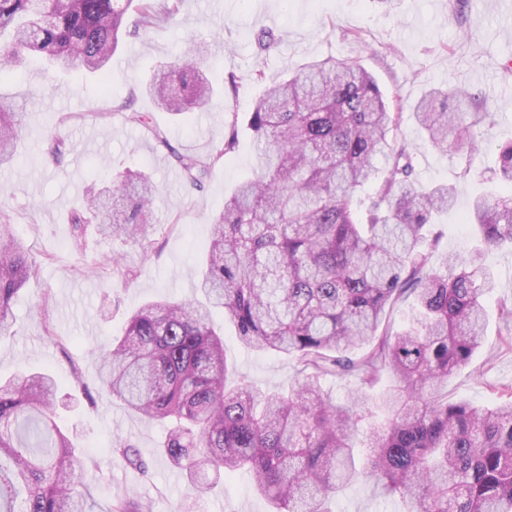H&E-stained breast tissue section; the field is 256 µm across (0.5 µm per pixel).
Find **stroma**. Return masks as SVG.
I'll use <instances>...</instances> for the list:
<instances>
[{
	"mask_svg": "<svg viewBox=\"0 0 512 512\" xmlns=\"http://www.w3.org/2000/svg\"><path fill=\"white\" fill-rule=\"evenodd\" d=\"M461 7L462 23L452 19ZM272 30L277 43L259 54L255 37ZM210 47L207 68L215 88L227 72L242 78L238 106L247 108L257 91L254 69L286 74L313 58L357 61L403 112L402 130L417 148L416 170L426 186L445 184L454 201L436 222L443 252L465 254L478 243L472 224L476 197L494 191L491 170L499 148L512 141V5L505 0H183L175 23L140 30L112 56L109 82L90 73L48 71L31 59L7 70L0 95L23 106L20 161L0 167V224L17 236L42 264L13 301L12 336L0 341V377L26 369L50 373L58 385L57 420L82 460L81 482L107 512L114 495L126 492L149 503L151 512H180L188 483L158 453L161 423L128 412L101 387L93 349L122 336L130 315L145 303L200 298L198 283L212 220L259 161L249 137L237 154L217 163L202 190L187 189L171 158L156 150L144 128L113 111L130 100V110L151 114L182 151L205 153L224 138V99L206 110L175 118L157 111L139 92L158 65L176 63L189 42ZM453 82L479 93L489 114L483 144L462 174L456 157L440 154L424 138L411 111L430 88ZM58 131L67 144L60 164L48 161L45 140ZM150 175L157 187L154 237L159 250L142 254L132 242L97 235L94 225L76 234L70 214L88 191L108 190L129 174ZM115 256L136 275L127 279L106 265ZM494 290L484 298L486 334L469 365L448 381V397L473 405L494 401L495 384H512V320L499 317L501 301L512 299V251L490 254ZM229 385L266 387L291 382L294 369L271 353L243 346L232 327L224 329ZM139 449L148 463L140 473L113 459L116 444ZM335 512H402L399 499L357 482L343 491ZM248 474L231 473L224 487L200 501L196 512H269Z\"/></svg>",
	"mask_w": 512,
	"mask_h": 512,
	"instance_id": "stroma-1",
	"label": "stroma"
}]
</instances>
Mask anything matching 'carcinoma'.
Segmentation results:
<instances>
[{
  "instance_id": "obj_1",
  "label": "carcinoma",
  "mask_w": 512,
  "mask_h": 512,
  "mask_svg": "<svg viewBox=\"0 0 512 512\" xmlns=\"http://www.w3.org/2000/svg\"><path fill=\"white\" fill-rule=\"evenodd\" d=\"M0 0V68L45 56L63 72L106 73L127 36L176 19L183 0ZM208 45L191 42L180 67L161 65L146 90L173 115L212 101L203 69ZM250 108L237 107L239 77L224 92L223 145L209 154L176 149L167 133L138 121L199 190L210 169L237 151L248 130L261 173L241 182L215 219L199 288L204 300L144 305L124 334L99 351L102 388L129 410L166 421L159 453L201 498L224 476L245 470L271 512H330V498L359 479L397 496L405 512H512V385L493 386L495 403L448 400V377L466 366L485 333L482 297L495 288L488 255L512 246V198L473 203L481 240L467 255L438 253L433 214L453 189L418 186L416 148L376 79L352 60L329 56L267 82ZM457 106L448 109V99ZM459 85L435 88L413 106L438 151L470 172L489 113ZM23 113L0 99V165L17 158ZM66 142L47 138L60 161ZM494 178L512 185V141L499 148ZM149 179L124 181L108 195L86 194L83 213L103 234L154 248L147 223ZM41 263L0 224V340L11 335L12 303ZM413 322L399 331L387 312L407 300ZM247 347L291 360L284 393L230 388L224 333L214 310ZM327 375L352 377L338 403ZM57 386L46 373L0 381V512H94L81 461L56 422ZM127 466L148 465L130 445L112 448ZM106 512H147L127 495Z\"/></svg>"
}]
</instances>
